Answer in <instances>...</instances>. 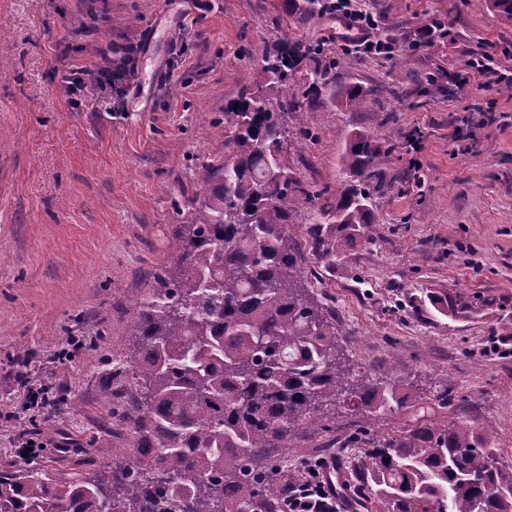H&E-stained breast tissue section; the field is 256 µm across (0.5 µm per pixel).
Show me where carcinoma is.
Returning <instances> with one entry per match:
<instances>
[{
    "label": "carcinoma",
    "instance_id": "carcinoma-1",
    "mask_svg": "<svg viewBox=\"0 0 512 512\" xmlns=\"http://www.w3.org/2000/svg\"><path fill=\"white\" fill-rule=\"evenodd\" d=\"M287 17L317 16L323 0H285ZM320 48L286 39L263 56L239 97L224 106V158L204 167L195 220L169 239L174 272L137 304L133 355L112 374L131 375L124 421L129 447L89 479L40 468L0 471V512H285L302 474L272 464L318 429L347 394L366 418L402 406L399 380L349 383L336 315L303 286L304 240L327 266L358 240L371 241V189L383 183L384 141L355 134L336 189L312 194L294 178L277 113L315 103L325 73L308 68ZM301 75V94L286 95ZM352 85L336 103L358 105ZM311 205L296 233V207ZM425 299L440 313L475 316L485 304L463 291ZM355 475L375 512H512V465L492 435L468 421L422 422L378 439Z\"/></svg>",
    "mask_w": 512,
    "mask_h": 512
}]
</instances>
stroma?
<instances>
[{
    "label": "stroma",
    "mask_w": 512,
    "mask_h": 512,
    "mask_svg": "<svg viewBox=\"0 0 512 512\" xmlns=\"http://www.w3.org/2000/svg\"><path fill=\"white\" fill-rule=\"evenodd\" d=\"M283 2L0 0V470L94 478L111 466L131 391L112 364L132 350L135 308L171 270L168 237L192 223L199 175L224 152L225 104L289 38L320 44L327 73L315 119L281 116L302 185L335 187L355 133L388 146L371 242L330 267L307 259V283L335 313L353 374L397 377L411 398L369 421L337 402L289 463L343 471L353 449L336 438L362 425L394 435L423 414L490 430L512 462V93L454 82L472 53L512 52V24L474 0H357L375 37L398 46L363 55L330 40V17L296 25ZM434 20L447 37L410 49ZM122 47L135 50L133 75L115 90L87 83L71 105L65 70L96 75ZM354 83L363 102L339 107ZM449 291L489 305L471 318L409 305ZM32 388L48 397L38 412ZM31 437L43 450L18 455Z\"/></svg>",
    "instance_id": "35a3bbf8"
}]
</instances>
